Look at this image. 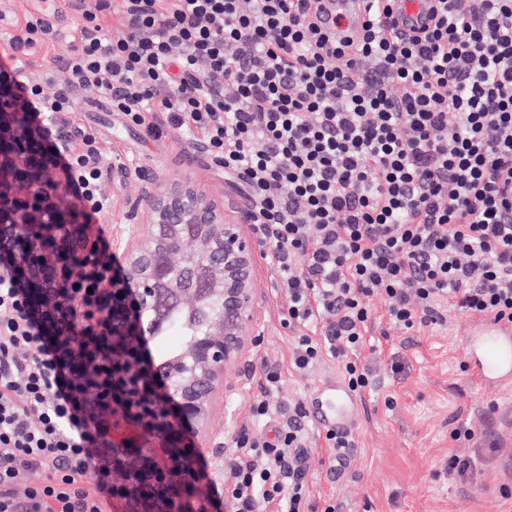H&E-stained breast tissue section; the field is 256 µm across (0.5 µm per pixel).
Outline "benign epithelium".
<instances>
[{"label": "benign epithelium", "mask_w": 512, "mask_h": 512, "mask_svg": "<svg viewBox=\"0 0 512 512\" xmlns=\"http://www.w3.org/2000/svg\"><path fill=\"white\" fill-rule=\"evenodd\" d=\"M136 177L143 181L147 206L124 247L126 275L137 286V335H152L164 322L160 294L190 314L220 308L203 335L159 365L162 379L172 383L169 395L182 424L201 432L261 336L264 290L254 271L260 239L246 231L250 212L240 210L230 219L223 200L189 180L158 181L140 172ZM153 436L157 444L136 459L140 481L112 498L115 512L127 500L142 505V512H189L176 440L168 433Z\"/></svg>", "instance_id": "7a95c632"}]
</instances>
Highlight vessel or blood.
Wrapping results in <instances>:
<instances>
[{"mask_svg": "<svg viewBox=\"0 0 512 512\" xmlns=\"http://www.w3.org/2000/svg\"><path fill=\"white\" fill-rule=\"evenodd\" d=\"M326 26L358 34L368 18L369 0H322ZM430 0H397L393 11L404 32L422 29L429 23ZM512 371V324L487 321L478 343L474 372L479 380ZM312 419L323 432L351 434L360 421L363 399L346 379L336 375L322 381L310 399Z\"/></svg>", "mask_w": 512, "mask_h": 512, "instance_id": "1", "label": "vessel or blood"}]
</instances>
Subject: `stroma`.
Returning <instances> with one entry per match:
<instances>
[{
	"instance_id": "stroma-1",
	"label": "stroma",
	"mask_w": 512,
	"mask_h": 512,
	"mask_svg": "<svg viewBox=\"0 0 512 512\" xmlns=\"http://www.w3.org/2000/svg\"><path fill=\"white\" fill-rule=\"evenodd\" d=\"M77 13L66 9L54 23V39L25 57V73L41 79L46 94H54L52 71L67 55L76 34ZM75 122L99 132L108 159L107 168H141L147 175L191 177L200 187L222 194L224 200L244 202V195L219 174L201 146L190 145L184 133L173 130L156 140L140 128L124 124L94 87L74 91ZM103 191L112 199V212L103 228L112 235V249L123 252L124 242L136 228L133 207L143 199L142 183L106 178ZM255 274L265 289L262 331L247 358L250 371L235 378L231 398L210 414L209 434L196 437L197 447L211 463L210 476L218 478L224 463L222 447L233 433L248 430L274 436L285 424L290 404L307 401L319 382L341 371V364L326 356L307 370L293 365L290 334L280 324L288 299L278 276L264 258H257ZM373 318L361 360L373 371L375 384L364 392V413L352 434L343 479L328 465L330 451L306 422L305 482L314 505L336 503V512H512V377L479 384L466 365L471 358L469 337L479 333L482 321L465 319L444 307L439 325L406 335L389 333L387 307L381 298L371 302ZM278 368L282 385L271 403L277 412L264 422L254 420L250 407L261 393L264 367ZM495 414H487L489 404ZM469 425L474 438L452 440V431ZM497 444L484 458L472 482L451 478L449 455L477 454L485 441Z\"/></svg>"
}]
</instances>
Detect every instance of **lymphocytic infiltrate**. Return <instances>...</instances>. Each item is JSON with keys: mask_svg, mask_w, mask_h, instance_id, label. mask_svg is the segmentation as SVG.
Masks as SVG:
<instances>
[{"mask_svg": "<svg viewBox=\"0 0 512 512\" xmlns=\"http://www.w3.org/2000/svg\"><path fill=\"white\" fill-rule=\"evenodd\" d=\"M377 2L343 43L320 0H98L50 97L20 59L52 28L31 17L7 34L0 100L21 132L0 148L21 222L0 226V512H16L25 470L43 474L27 512H110L124 491L110 479L113 417L183 429L101 226L105 152L71 119L74 85L152 138L201 133L271 244L297 369L328 355L355 392L372 389L358 352L376 295L397 332L448 305L512 322V0H435L412 34L392 30L393 0ZM114 6L128 26L110 37ZM59 190L63 210L49 204ZM293 411L275 439L241 432L230 481L192 512H316L306 408Z\"/></svg>", "mask_w": 512, "mask_h": 512, "instance_id": "obj_1", "label": "lymphocytic infiltrate"}]
</instances>
